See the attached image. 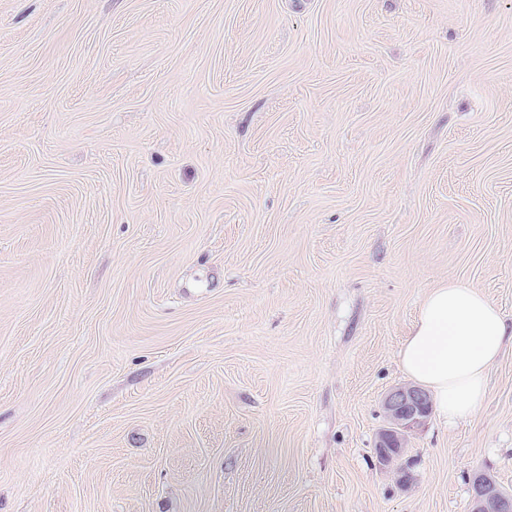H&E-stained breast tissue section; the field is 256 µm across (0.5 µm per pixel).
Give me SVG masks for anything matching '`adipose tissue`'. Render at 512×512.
Segmentation results:
<instances>
[{
  "instance_id": "1",
  "label": "adipose tissue",
  "mask_w": 512,
  "mask_h": 512,
  "mask_svg": "<svg viewBox=\"0 0 512 512\" xmlns=\"http://www.w3.org/2000/svg\"><path fill=\"white\" fill-rule=\"evenodd\" d=\"M512 324L485 295L458 280L440 283L425 296L404 340V373L427 389L437 413L452 421L483 404L487 379Z\"/></svg>"
}]
</instances>
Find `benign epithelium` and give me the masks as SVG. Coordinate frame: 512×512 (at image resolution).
I'll return each instance as SVG.
<instances>
[{
  "mask_svg": "<svg viewBox=\"0 0 512 512\" xmlns=\"http://www.w3.org/2000/svg\"><path fill=\"white\" fill-rule=\"evenodd\" d=\"M388 426L377 438L375 454L379 465L395 472L398 482H413L408 465L402 463L408 435L427 420L431 403L423 389L401 385L389 390L382 402ZM474 512H512V493L502 490L488 476L478 474L471 481Z\"/></svg>",
  "mask_w": 512,
  "mask_h": 512,
  "instance_id": "obj_1",
  "label": "benign epithelium"
}]
</instances>
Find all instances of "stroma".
Listing matches in <instances>:
<instances>
[{
  "instance_id": "35a3bbf8",
  "label": "stroma",
  "mask_w": 512,
  "mask_h": 512,
  "mask_svg": "<svg viewBox=\"0 0 512 512\" xmlns=\"http://www.w3.org/2000/svg\"><path fill=\"white\" fill-rule=\"evenodd\" d=\"M450 279L512 320V0H0V512H472L511 345L374 453ZM388 426L377 438L375 454L379 465L393 470L398 482L408 486L413 482L408 465L400 463L405 455L408 435L427 420L431 403L423 389L401 385L389 390L382 402Z\"/></svg>"
}]
</instances>
